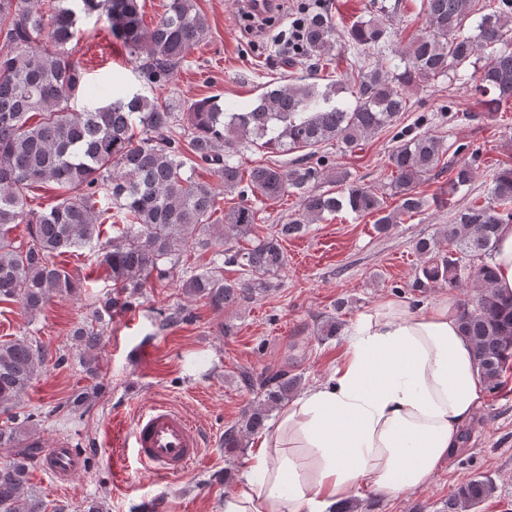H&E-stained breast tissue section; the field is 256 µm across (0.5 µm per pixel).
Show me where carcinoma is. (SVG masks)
<instances>
[{"label": "carcinoma", "mask_w": 512, "mask_h": 512, "mask_svg": "<svg viewBox=\"0 0 512 512\" xmlns=\"http://www.w3.org/2000/svg\"><path fill=\"white\" fill-rule=\"evenodd\" d=\"M402 0L378 4V14L354 22L348 39L356 47L378 51L388 44L387 22ZM426 31L395 52L398 62L360 69L351 85L341 78L321 82V61L336 44L328 5L312 6L303 20L296 55L311 72L299 82L277 84L244 104H219L205 97L185 104L186 138L174 134L177 113L162 98L118 89L99 105L86 96V71L75 58L82 18L95 16L122 43L149 84L170 81L191 49L208 35L205 18L193 0H168L155 26L144 25L138 0H0V303L14 302L33 317L56 296L82 287L79 275L58 258L88 251L106 271L111 290L94 303L72 336L81 348L80 364L98 375L96 350L112 314L127 310L149 279L176 281L189 298L222 309L274 287L272 278L286 265L280 239L305 232L326 215L349 211L375 215L386 232L405 215H419L428 200L417 187L432 175L445 153L443 140L429 131L397 140L390 155L395 211H386L367 188L335 177L339 190L317 192L325 156L316 149L331 141L354 148L408 109L410 88L448 75L488 54L489 62L473 76L475 93L487 112L512 102V0H425ZM85 98L77 110L72 102ZM260 141L281 152L303 150L289 166H256L243 178L235 160L245 143ZM477 156L453 165L448 196L473 181ZM208 165L224 191H237L240 202L224 213L213 230L211 217L220 192L194 177ZM54 183L61 194L46 211L29 207L34 183ZM295 194L298 213L275 231L261 235L253 202ZM114 213L125 227L101 241L102 216ZM512 222V168L491 174L488 197L455 210L442 237L420 239L415 251L427 258L413 287L424 293L445 280L470 287L474 296L461 302L462 330L473 345L480 376L490 391L502 386L512 367V303L493 287L489 259L501 224ZM27 227L26 241L11 232ZM245 241L247 246L238 245ZM215 248L213 267L188 277L180 273L186 248ZM470 264H463V260ZM479 263H473V260ZM242 276L224 278V267ZM47 352L27 338L0 342V447L13 457L0 464V512H45L29 483V470L45 448L18 412L22 396L45 363ZM244 384L258 401L237 424L224 430V449L233 452L262 430L270 413L289 401L300 379L285 370ZM496 485L471 479L454 492L449 512H473L491 499Z\"/></svg>", "instance_id": "1"}]
</instances>
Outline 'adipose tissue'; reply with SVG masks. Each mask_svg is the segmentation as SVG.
<instances>
[{"mask_svg": "<svg viewBox=\"0 0 512 512\" xmlns=\"http://www.w3.org/2000/svg\"><path fill=\"white\" fill-rule=\"evenodd\" d=\"M493 285L512 299V224L500 225ZM455 296L360 313L342 362L282 410L224 497V512H334L369 486L425 488L460 446L485 385Z\"/></svg>", "mask_w": 512, "mask_h": 512, "instance_id": "1", "label": "adipose tissue"}]
</instances>
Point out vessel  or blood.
<instances>
[{
    "mask_svg": "<svg viewBox=\"0 0 512 512\" xmlns=\"http://www.w3.org/2000/svg\"><path fill=\"white\" fill-rule=\"evenodd\" d=\"M127 446L141 468L178 476L200 460L203 439L185 415L157 403L138 413ZM81 467V458L65 444L49 449L43 462L44 470L61 484Z\"/></svg>",
    "mask_w": 512,
    "mask_h": 512,
    "instance_id": "1",
    "label": "vessel or blood"
}]
</instances>
